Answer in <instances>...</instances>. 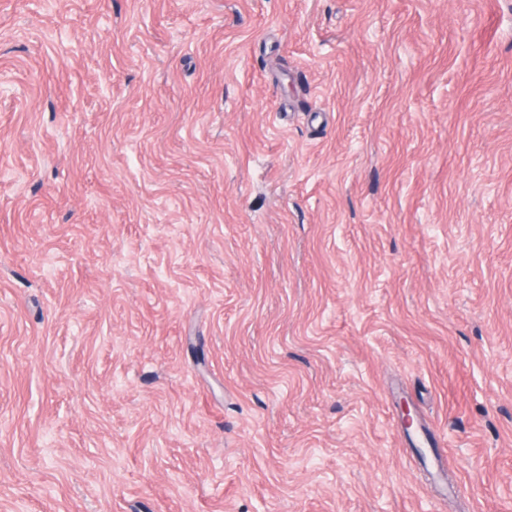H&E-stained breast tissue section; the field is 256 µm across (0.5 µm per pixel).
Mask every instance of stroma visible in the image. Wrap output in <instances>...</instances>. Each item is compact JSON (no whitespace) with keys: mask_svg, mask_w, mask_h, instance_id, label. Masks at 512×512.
<instances>
[{"mask_svg":"<svg viewBox=\"0 0 512 512\" xmlns=\"http://www.w3.org/2000/svg\"><path fill=\"white\" fill-rule=\"evenodd\" d=\"M0 512H512V0H0Z\"/></svg>","mask_w":512,"mask_h":512,"instance_id":"1","label":"stroma"}]
</instances>
